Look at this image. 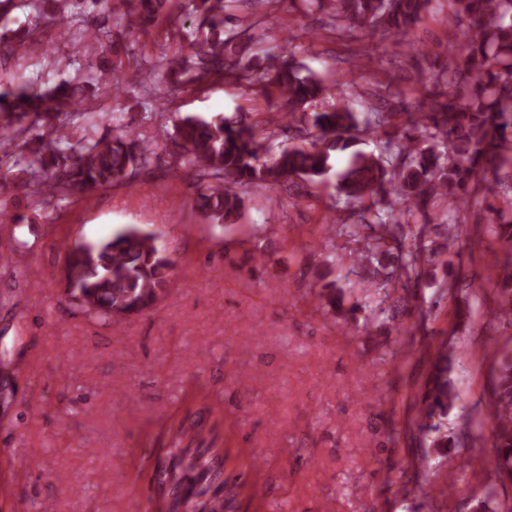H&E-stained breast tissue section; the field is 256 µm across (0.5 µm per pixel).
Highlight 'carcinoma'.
<instances>
[{"label": "carcinoma", "mask_w": 512, "mask_h": 512, "mask_svg": "<svg viewBox=\"0 0 512 512\" xmlns=\"http://www.w3.org/2000/svg\"><path fill=\"white\" fill-rule=\"evenodd\" d=\"M241 0H185L182 16L170 12L172 0H126V24L112 30V0H0V63L15 54L41 50L53 27L73 24L75 53L88 55L93 76L84 81L62 80L50 86L29 79L0 92V221L15 224L1 196L22 190L28 205L41 208L52 200L99 188L128 185L146 169L156 144L141 131L156 122L159 95L184 91L213 78L237 84L265 100L267 112L296 125V142L275 152L257 136L250 114H218L206 120L178 116L169 139L175 147V171L191 172L196 203L214 224L236 223L249 188L271 187L298 178L309 183L335 179L337 195L345 200L350 223L347 233L360 243L361 266L381 264L374 271L376 291L411 287L424 262L435 251L433 242L403 245L405 218L427 211L435 201L448 203V223H459L457 197L491 190L489 182L512 189V0H448V63L426 79L423 98L407 123L380 142L379 152L358 145L390 125L392 112H359L340 77L333 86L297 62L282 47L266 56L261 68L246 52L250 28L233 23ZM328 18L327 30L351 39L368 32L382 40L401 41L427 11L431 0H309ZM18 11L25 21L9 28ZM186 52L167 55L151 64L140 58L129 72L106 65L118 46L159 22ZM112 84L126 96L139 98L138 125L117 131L78 135L82 124L96 129L108 114L81 110L96 87ZM348 154L342 168L334 166ZM492 225L495 236L512 242V217ZM175 261L156 244L153 233L125 225L107 239L65 247L66 288L77 313L108 321L136 315L155 306L166 292ZM331 307L343 301L336 282L317 292ZM496 316L512 324V274L499 288ZM448 350L435 364L424 395L426 410L417 421L429 437L431 452L442 454L457 446L445 422L454 408L455 391L448 377ZM496 448L486 467L512 481V356L504 357L492 402ZM176 434L170 455L186 462L185 474L205 483L173 492L169 512H213L210 504V461L207 451L181 447Z\"/></svg>", "instance_id": "obj_1"}]
</instances>
